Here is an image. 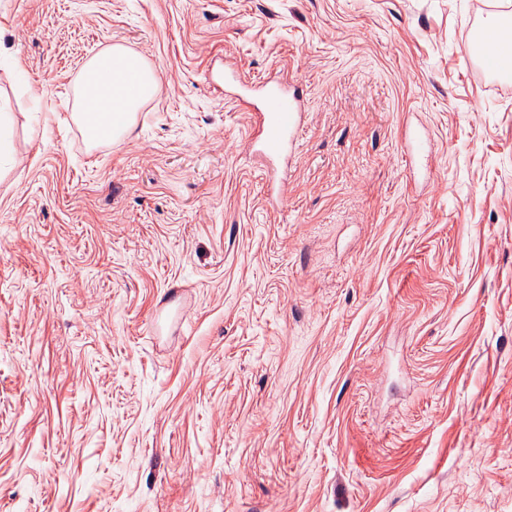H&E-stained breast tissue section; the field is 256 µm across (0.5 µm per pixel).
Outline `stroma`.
<instances>
[{
  "label": "stroma",
  "instance_id": "1",
  "mask_svg": "<svg viewBox=\"0 0 512 512\" xmlns=\"http://www.w3.org/2000/svg\"><path fill=\"white\" fill-rule=\"evenodd\" d=\"M492 16L512 0H0V512H512ZM115 45L162 89L91 149L75 88ZM228 66L307 99L284 200Z\"/></svg>",
  "mask_w": 512,
  "mask_h": 512
}]
</instances>
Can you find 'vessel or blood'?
I'll return each mask as SVG.
<instances>
[{"label": "vessel or blood", "instance_id": "vessel-or-blood-1", "mask_svg": "<svg viewBox=\"0 0 512 512\" xmlns=\"http://www.w3.org/2000/svg\"><path fill=\"white\" fill-rule=\"evenodd\" d=\"M243 102L256 120L255 141L259 155L266 162L267 189L283 195L286 176L280 164L289 153L295 152L299 142L305 107L303 93L294 81L283 80L271 86H259Z\"/></svg>", "mask_w": 512, "mask_h": 512}]
</instances>
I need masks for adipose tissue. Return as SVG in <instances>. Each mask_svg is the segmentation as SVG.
<instances>
[{
  "mask_svg": "<svg viewBox=\"0 0 512 512\" xmlns=\"http://www.w3.org/2000/svg\"><path fill=\"white\" fill-rule=\"evenodd\" d=\"M161 86L158 73L123 46L92 57L82 74L76 114L88 144L97 146L125 136L138 108Z\"/></svg>",
  "mask_w": 512,
  "mask_h": 512,
  "instance_id": "1",
  "label": "adipose tissue"
}]
</instances>
